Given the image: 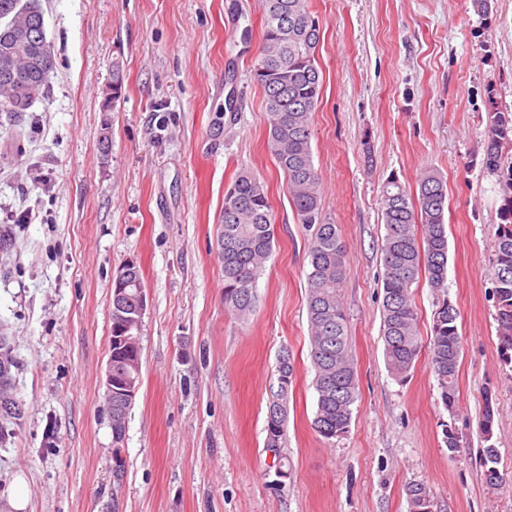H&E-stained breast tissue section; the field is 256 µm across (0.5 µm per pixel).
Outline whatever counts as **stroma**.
I'll use <instances>...</instances> for the list:
<instances>
[{"label": "stroma", "mask_w": 512, "mask_h": 512, "mask_svg": "<svg viewBox=\"0 0 512 512\" xmlns=\"http://www.w3.org/2000/svg\"><path fill=\"white\" fill-rule=\"evenodd\" d=\"M55 57L47 93L0 112V331L17 356L24 414L0 447L7 512H512L477 450L492 392L499 468L512 476V367L488 295L503 218L482 167L488 93L512 108V0H308L321 27L323 99L311 118L322 209L346 245L340 297L358 399L342 436L316 411L307 318L309 233L267 144L251 77L260 0H35ZM122 96L111 101L112 74ZM264 183L275 243L248 318L224 306V191L240 169ZM448 186V280L413 289L422 341L442 300L460 312L458 404L448 412L420 353L405 381L381 335V187ZM32 214L31 223L21 220ZM142 271L141 387L112 478L102 379L112 275ZM295 377L279 456L265 448L277 358ZM466 449L448 450L445 425ZM406 494L410 512H432L430 490L424 482H409Z\"/></svg>", "instance_id": "stroma-1"}]
</instances>
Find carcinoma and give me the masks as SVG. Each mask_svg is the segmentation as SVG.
Here are the masks:
<instances>
[{"instance_id":"obj_1","label":"carcinoma","mask_w":512,"mask_h":512,"mask_svg":"<svg viewBox=\"0 0 512 512\" xmlns=\"http://www.w3.org/2000/svg\"><path fill=\"white\" fill-rule=\"evenodd\" d=\"M262 45L253 79L265 94L268 112V146L276 165L288 179V189L300 223L310 231L306 276L310 356L315 370L316 411L313 428L332 439L347 432L352 407L358 398L354 362L349 350L347 317L340 299L345 274L346 246L338 226L326 220L321 209V181L312 149L311 115L322 98L323 81L317 61L321 38L318 20L307 0H262ZM18 30L44 22L32 0H0V20ZM55 64L51 45L43 38L36 45L0 43V72L9 67L11 80H0V112H25L45 94L47 76ZM487 142L482 165L496 177L505 196L503 218L494 242L495 275L490 295L494 301L497 335L504 363L512 365V162L502 158L500 147L512 142V112L489 100ZM385 226L382 246V335L391 374L404 380L421 352L418 313L412 288L419 275L427 273L431 287H445L448 275V237L445 216L447 187L440 174L423 171L415 192L395 175L381 189ZM218 257L224 272V304L240 317L253 311L256 281L272 253L274 217L267 190L252 173L240 171L224 191L220 212ZM459 312L448 300L436 310L429 347V364L437 376L441 399L448 412L457 400V378L462 354L458 333ZM0 398H16L12 370L19 361L0 336ZM278 388L266 412V447H280L275 432L288 419L283 407L275 412L278 396L288 400L295 368L291 359L278 362ZM478 448L486 484L495 489L509 481L499 469V450L493 442L490 393H484ZM409 512H432L428 486H406Z\"/></svg>"}]
</instances>
